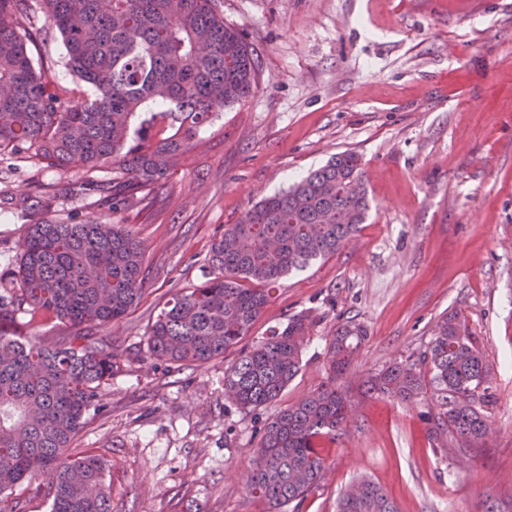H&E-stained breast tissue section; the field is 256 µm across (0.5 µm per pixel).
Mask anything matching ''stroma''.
Returning a JSON list of instances; mask_svg holds the SVG:
<instances>
[{
    "label": "stroma",
    "mask_w": 512,
    "mask_h": 512,
    "mask_svg": "<svg viewBox=\"0 0 512 512\" xmlns=\"http://www.w3.org/2000/svg\"><path fill=\"white\" fill-rule=\"evenodd\" d=\"M218 9L255 50L259 83L200 132L147 207L121 214L146 245L145 290L101 332L124 361L106 412L73 452L104 460L112 512H265L247 476L268 414L225 402L235 351L194 369L156 360L144 333L180 289L203 281L225 225L348 150L361 159L365 224L336 254L289 274L247 335L319 316L277 408L325 383L337 324L367 329L358 379L425 350L455 310L485 347L498 403L489 447L462 465L433 451L429 404L357 397L344 434L323 444L321 489L297 512H336L362 475L400 512H483L512 498V0H219ZM56 180L0 164L2 195Z\"/></svg>",
    "instance_id": "obj_1"
}]
</instances>
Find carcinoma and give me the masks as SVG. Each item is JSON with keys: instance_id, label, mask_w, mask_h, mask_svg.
<instances>
[{"instance_id": "1", "label": "carcinoma", "mask_w": 512, "mask_h": 512, "mask_svg": "<svg viewBox=\"0 0 512 512\" xmlns=\"http://www.w3.org/2000/svg\"><path fill=\"white\" fill-rule=\"evenodd\" d=\"M65 48L64 67L89 88L55 83L38 52L45 26ZM259 60L216 0H0V162L23 159L58 182L14 203L35 215L13 267L0 275V512H112L106 466L71 453L105 408L123 355L93 330L125 316L143 292L146 246L114 215L149 199L225 108L257 85ZM351 151L266 197L212 243V270L177 293L146 332L151 356L201 368L237 347L272 291L293 271L336 253L365 223L367 190ZM80 169L78 182L67 173ZM94 196L109 218L54 220L61 194ZM49 322L68 326L53 346L36 341ZM312 312L240 351L224 370V399L255 413L299 373ZM367 338L348 321L326 347L328 376L316 392L264 424L247 487L269 512L299 506L321 487L320 443L347 426L353 404L343 384ZM365 394L416 405L427 399L433 450L454 456L484 448L497 406L486 351L460 312L440 317L425 350L392 361L359 386ZM336 512H399L384 488L353 481Z\"/></svg>"}]
</instances>
